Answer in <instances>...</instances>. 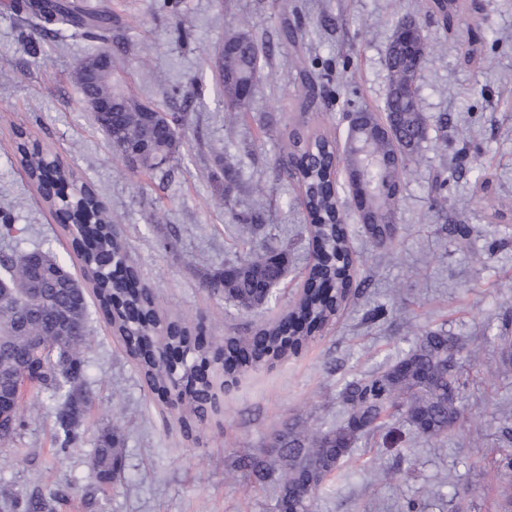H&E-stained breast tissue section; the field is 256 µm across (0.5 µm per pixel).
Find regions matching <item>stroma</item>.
<instances>
[{"label": "stroma", "mask_w": 512, "mask_h": 512, "mask_svg": "<svg viewBox=\"0 0 512 512\" xmlns=\"http://www.w3.org/2000/svg\"><path fill=\"white\" fill-rule=\"evenodd\" d=\"M23 0H0V209L23 234L0 250L39 246L83 271L71 237L18 161L19 137L57 153L118 219L121 238L161 308L212 339L246 334L278 319L280 307L240 312L209 287L208 274L236 256L242 225L229 212L264 208L287 245L292 270L282 305L297 298L312 249L310 218L297 182L280 169V144L309 121L343 140L346 112L381 111L388 91L386 52L398 18H414L429 49L416 88L428 135L404 178L397 234L373 246L354 210L345 225L357 260V287L345 307L298 354L237 375L198 442L187 441L172 406L152 393L95 296L87 298L92 344L84 384L90 402L83 438L60 450L58 401L40 395L28 424L0 445V512L17 498L63 495L59 512H271L270 491L254 488L238 455L260 454L283 423L332 426L344 385L392 363L424 330L441 328L464 346L470 384L464 419L438 442L380 447L359 440L315 512H505L512 471V221L495 222L498 200L512 201V0H481L452 29L429 15L427 0H291L303 37L261 60L258 91L243 112H228L213 68L228 28L263 41L279 28L276 0H76L112 17L103 42L49 20L28 24ZM474 59H467L470 47ZM110 50L128 91L167 112H182V156L165 171L132 166L113 153L74 83L79 62ZM311 109H304L307 95ZM448 180L432 203L436 176ZM470 225L453 241L446 228ZM384 307V317L372 311ZM122 427L120 476L90 474L102 437Z\"/></svg>", "instance_id": "obj_1"}]
</instances>
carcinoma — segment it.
<instances>
[{
	"label": "carcinoma",
	"instance_id": "carcinoma-1",
	"mask_svg": "<svg viewBox=\"0 0 512 512\" xmlns=\"http://www.w3.org/2000/svg\"><path fill=\"white\" fill-rule=\"evenodd\" d=\"M461 5L462 0H429L428 9L438 14L448 29ZM27 9L89 34L109 30L107 17L87 13L61 0H30ZM409 23L405 18L396 22L388 48L385 115L368 110L356 112L342 147L318 128L304 126L289 134L283 170L301 187L305 208L317 215L318 224L311 233L320 239V254L314 266L319 269L320 281L334 284L335 291L330 296L319 288L304 293L289 305L291 320L266 323L249 336H227L211 345L196 343L179 319L161 313L155 295L128 292L130 274L138 273V269L134 265L124 268L127 251L122 241L111 238L112 217L108 215L106 223L100 222L95 196L72 171L58 167L57 156L25 142L18 145L20 162L30 181L38 184L44 178L70 187L69 200H53L50 205L57 209L80 205L87 215L85 223L70 231L72 239L78 240L77 256L84 278L148 388L162 396L174 390L183 377L192 379V389L186 394L185 409L179 418L187 439L199 440L208 413L218 408L212 372H201L195 365L209 362L221 368L227 384L244 370L298 353L346 305L356 260L345 225L337 219L339 190L332 187L333 165H343L349 198L360 211L369 237L381 246L394 241L399 198L392 195L391 189L402 184L409 164L427 138V119L420 102L408 98L405 89L417 78L411 56L416 51L427 53L428 45L420 33L406 41L404 33ZM299 34V25L285 20L278 29V40L294 44ZM273 49V43H259L245 31L224 34L223 62L217 68L224 107L235 111L246 108L253 96L259 60ZM95 63L96 78L79 76L76 86L83 99L91 103L112 99L108 107L94 109L96 122L112 150L123 155L129 146H141L133 162L150 170L178 157L179 118L127 93L123 81L114 76L109 53L96 54ZM287 268L286 253L265 248L225 265L224 270L213 275L211 287L224 289L225 303L239 310H253L263 306L259 287L275 286ZM0 269L5 272V277L0 278V303L7 304L0 307V338L7 341L19 359L30 355L26 336H45L47 347L37 355L41 376L30 387L57 397L55 419L59 447L64 451L80 439L79 419L85 403L80 373L82 355L89 345L86 298L77 292L75 279L64 262L50 251L5 252L0 254ZM36 269L43 277L39 285L32 279ZM37 286L44 289L46 297L68 321L67 330L74 332L63 344V360L57 352L56 323L38 322L32 309H9L28 289ZM162 339L182 347L188 359L178 365L159 360L156 343ZM461 352L462 347L444 331L427 330L407 353L384 370L344 386L340 392L344 414L339 425L312 430L299 420L290 421L272 439L277 449L264 458L245 457V470L260 486L270 470L283 471L274 489L273 512H312L321 492L322 475L338 469L363 433L384 429L390 443L406 437L426 441L447 437L464 411L461 399L467 382L456 359ZM24 426V410L19 408L14 424L0 430V443L11 440ZM119 458L118 440L113 435L105 436L94 456L93 476L109 479L112 465ZM15 512H53V505L43 500L17 501Z\"/></svg>",
	"mask_w": 512,
	"mask_h": 512
}]
</instances>
